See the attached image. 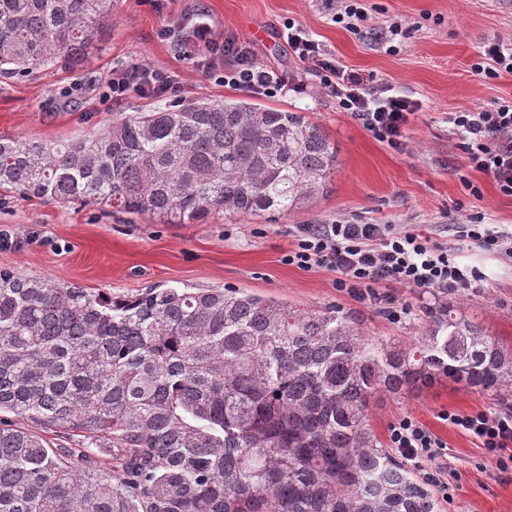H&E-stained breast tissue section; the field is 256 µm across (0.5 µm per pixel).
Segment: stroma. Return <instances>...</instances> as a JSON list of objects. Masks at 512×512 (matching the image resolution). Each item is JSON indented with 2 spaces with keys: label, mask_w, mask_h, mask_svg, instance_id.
<instances>
[{
  "label": "stroma",
  "mask_w": 512,
  "mask_h": 512,
  "mask_svg": "<svg viewBox=\"0 0 512 512\" xmlns=\"http://www.w3.org/2000/svg\"><path fill=\"white\" fill-rule=\"evenodd\" d=\"M363 5L370 27L398 22L408 28L399 52H385L373 39L334 23L323 0H112V24L80 65L61 62L25 76L0 77V133L41 140L88 136L116 118L159 107V99L135 93L118 106L102 98L116 65L150 64L175 72L182 99L240 98V91L208 79L157 36L166 18L198 11L216 33L250 41L260 62L306 83L305 93L291 92L267 104L305 113L319 124L338 158L327 193L285 217L219 211L205 224H163L92 204L0 192V269L115 294L154 286L239 288L298 308L337 304L358 315L365 336L413 342L423 332L420 313L430 294L393 289V296L412 309L407 320L394 324L377 305L339 292L334 273L283 261L299 224L339 219L410 224L484 274L476 295L455 298L454 304L511 347L512 258L475 245L458 248L454 224L471 216L512 230V198L469 167L448 115L512 100V74L485 81L471 71L485 43L512 38V0H364ZM289 18L312 32L343 70L389 83L418 100L403 150L375 140L334 98L315 88L307 65L289 54L279 36ZM71 87L78 88L77 97L63 98ZM470 182L480 186L481 196L469 193ZM505 403L512 405V393L488 396L453 384L384 394L370 408V427L381 447H388L390 425L408 414L447 443V471L457 490L453 501H439L438 512H512V477L499 478L494 459L440 418L446 411L492 410Z\"/></svg>",
  "instance_id": "35a3bbf8"
}]
</instances>
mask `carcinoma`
<instances>
[{
  "label": "carcinoma",
  "instance_id": "carcinoma-1",
  "mask_svg": "<svg viewBox=\"0 0 512 512\" xmlns=\"http://www.w3.org/2000/svg\"><path fill=\"white\" fill-rule=\"evenodd\" d=\"M110 3L0 0V75L81 60ZM335 165L304 113L249 98L134 112L85 138L0 134L1 189L167 224L284 215ZM423 315L403 343L362 335L338 305L226 288L116 295L0 270V512H437L429 481L378 446L370 405L441 380L512 392V349L446 295ZM48 431L116 448L118 468L100 473Z\"/></svg>",
  "mask_w": 512,
  "mask_h": 512
}]
</instances>
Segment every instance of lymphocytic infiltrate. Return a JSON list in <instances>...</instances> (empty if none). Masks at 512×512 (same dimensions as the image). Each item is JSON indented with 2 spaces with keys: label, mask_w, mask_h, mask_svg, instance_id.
I'll use <instances>...</instances> for the list:
<instances>
[{
  "label": "lymphocytic infiltrate",
  "mask_w": 512,
  "mask_h": 512,
  "mask_svg": "<svg viewBox=\"0 0 512 512\" xmlns=\"http://www.w3.org/2000/svg\"><path fill=\"white\" fill-rule=\"evenodd\" d=\"M161 34L172 37L181 59L205 67L224 87L265 98L306 89L287 72L258 61L248 41L216 37L209 23L194 20L175 31L163 28ZM281 36L289 51L310 65L317 86L333 96L342 111L350 113L379 142L396 150L403 148L405 132L419 109L417 101L387 83L345 72L295 20L284 22ZM107 88V98L117 103L133 92L158 98L172 95L179 85L173 76L148 65H118L109 75ZM449 121L462 141L470 168L490 177L501 195L512 197V100L455 112ZM458 234L462 241L476 243L486 252L512 254V231L490 228L478 218L460 224ZM283 261L302 269L318 267L335 273L338 291L360 303L381 304L382 315L393 323L406 319L410 309L390 296V288L468 296L482 282L474 268L459 264L418 228L394 224H301ZM441 418L496 457L499 473H512V406L495 412L448 411ZM389 442L416 468L443 462L448 456L446 442L407 415L390 425Z\"/></svg>",
  "instance_id": "f902f5d3"
}]
</instances>
